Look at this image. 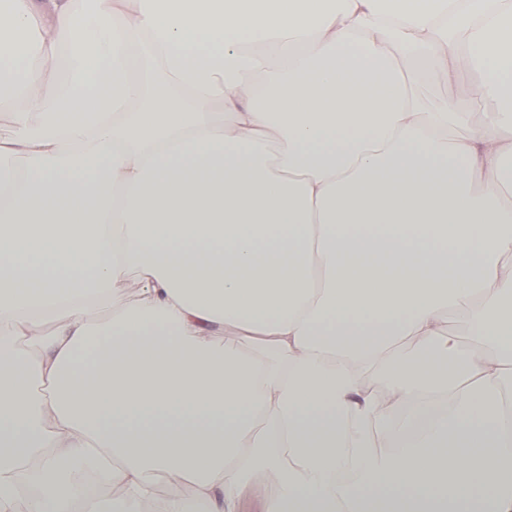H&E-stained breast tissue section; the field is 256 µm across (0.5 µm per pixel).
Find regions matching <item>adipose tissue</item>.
Returning <instances> with one entry per match:
<instances>
[{
    "mask_svg": "<svg viewBox=\"0 0 512 512\" xmlns=\"http://www.w3.org/2000/svg\"><path fill=\"white\" fill-rule=\"evenodd\" d=\"M0 87V512H512V0H0ZM399 60L404 69L417 74L418 89L424 97L430 100L453 98L461 102H469L472 81L470 75L461 74L454 82L448 84L436 80L426 67L413 56L401 55ZM269 491L267 483L252 484L239 505V512H261L265 494Z\"/></svg>",
    "mask_w": 512,
    "mask_h": 512,
    "instance_id": "adipose-tissue-1",
    "label": "adipose tissue"
}]
</instances>
